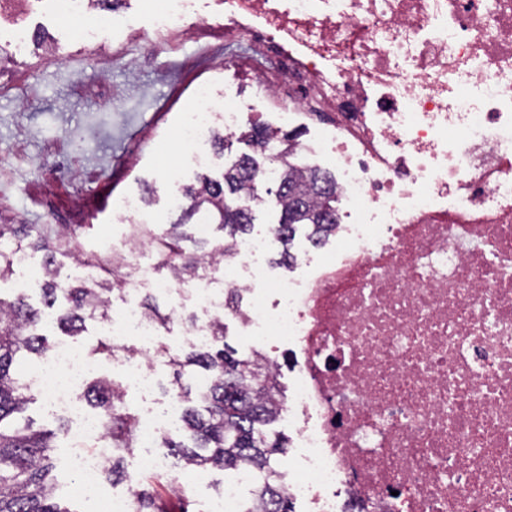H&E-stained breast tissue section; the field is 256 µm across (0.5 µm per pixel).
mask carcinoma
Masks as SVG:
<instances>
[{"instance_id":"carcinoma-1","label":"carcinoma","mask_w":512,"mask_h":512,"mask_svg":"<svg viewBox=\"0 0 512 512\" xmlns=\"http://www.w3.org/2000/svg\"><path fill=\"white\" fill-rule=\"evenodd\" d=\"M250 148L223 165L217 175L202 173L196 183L180 190L182 213L177 221L153 232V243L160 266L169 278L190 283L215 264L237 254L242 237L255 224V207L263 194H275L280 206L278 222L271 227L282 246L280 263L291 265L294 255L288 245L301 227L309 228L316 246L328 240L336 224V187L331 172L296 162L297 151L288 136L277 141L274 132L254 125L238 136ZM260 154L270 161L280 160L276 188L256 179ZM246 197L252 207L232 205ZM216 225L224 238L213 245L196 240L186 231L187 224ZM40 253L44 277L39 285L43 307L28 303L27 296L0 294V512H73L55 497L51 456L65 438L67 422L57 428L36 429L25 416L34 401L27 384L18 378L20 360L44 359L52 344L42 333L45 310L58 311L63 332L78 337L87 330L86 322L111 319L112 294L122 291L132 269L125 254L104 258L82 251L69 224H59L44 232L32 224H14L0 216V280L15 272L16 254ZM109 274L72 280L62 277L61 259ZM145 313L158 328L167 330L174 323L150 296L143 301ZM211 344H187L176 352L162 348L173 368L174 387L168 390L181 402L179 423L161 437L158 447L179 456L186 468H209L221 472L249 467L260 474L249 500L248 512H258L266 503L272 512H293L286 493L285 476L273 468L272 456L285 452L286 439L271 435L266 426L278 415L277 382L269 375L268 359L260 354L251 358L234 356L224 342V320L209 327ZM123 383L106 377L86 383L80 393L82 403L93 409L105 424L112 458L104 477L117 480L123 475V454L137 447L139 421L125 408ZM163 499L141 488L135 494V512H164Z\"/></svg>"}]
</instances>
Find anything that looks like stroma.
I'll use <instances>...</instances> for the list:
<instances>
[{
    "instance_id": "35a3bbf8",
    "label": "stroma",
    "mask_w": 512,
    "mask_h": 512,
    "mask_svg": "<svg viewBox=\"0 0 512 512\" xmlns=\"http://www.w3.org/2000/svg\"><path fill=\"white\" fill-rule=\"evenodd\" d=\"M152 0H123L117 14L123 24L113 43L88 45L73 39L74 20L55 17L48 5L26 12L30 30L52 37V62L42 46L12 41V25L0 22V72L15 88L0 95V205L16 223L80 225L84 250L103 253L107 242H125V203L150 191V221L163 226L176 218L170 199L194 181L196 170L181 165L177 129L193 104V89L204 81L216 94L231 90L239 104L252 108L255 124L273 127L274 108L255 97L252 75L274 67L249 45L224 39L221 0H196L178 23L184 36L177 55L152 42ZM112 194L99 212L76 208L82 194ZM72 449L55 451L59 493L76 512H95V495L78 493L79 476ZM186 493L175 492L170 475L155 477L126 455L119 481H103L105 490L122 493L128 485L153 484L173 504L204 512L217 494L219 472L187 470Z\"/></svg>"
}]
</instances>
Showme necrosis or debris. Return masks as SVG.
Wrapping results in <instances>:
<instances>
[{"instance_id": "necrosis-or-debris-1", "label": "necrosis or debris", "mask_w": 512, "mask_h": 512, "mask_svg": "<svg viewBox=\"0 0 512 512\" xmlns=\"http://www.w3.org/2000/svg\"><path fill=\"white\" fill-rule=\"evenodd\" d=\"M49 2L78 19L77 41L108 26L91 0ZM193 4L153 0L154 39L174 49ZM224 36L276 60L257 85L287 89L290 136L317 123L303 148L331 163L335 245L300 250L276 278L265 260L274 236L251 233L220 292L136 269L132 302L104 328L117 349L139 345L120 360L126 389L157 384L148 356L160 331L136 295L177 293L193 307L189 341L231 316L287 352L298 448L287 491L310 512H512V0H224ZM195 99L180 139L206 168L200 143L216 119L231 139L250 116L204 83ZM96 369L60 342L25 374L67 419L84 489L101 485L112 455L78 399ZM180 412L173 398L146 412L143 469H166L157 445Z\"/></svg>"}]
</instances>
